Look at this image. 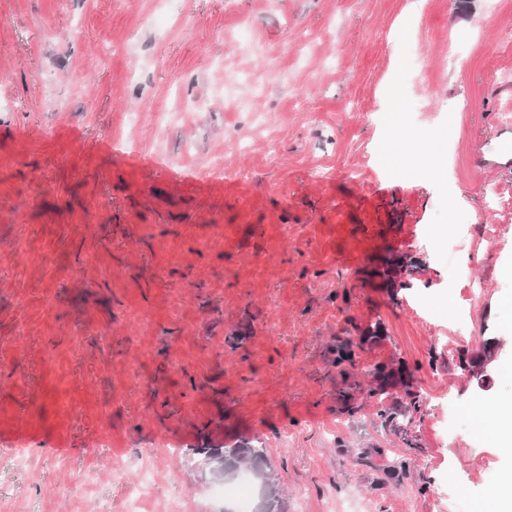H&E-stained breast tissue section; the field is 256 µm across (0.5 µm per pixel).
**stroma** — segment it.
Masks as SVG:
<instances>
[{"label": "stroma", "mask_w": 512, "mask_h": 512, "mask_svg": "<svg viewBox=\"0 0 512 512\" xmlns=\"http://www.w3.org/2000/svg\"><path fill=\"white\" fill-rule=\"evenodd\" d=\"M507 95L512 0H0V436L38 440L0 453V512H226L195 451L243 442L285 512H492L512 167L475 157ZM396 103L451 174L399 168ZM373 224L402 245L338 267ZM373 324L343 402L329 350ZM488 341L479 384L457 355ZM378 364L418 447L380 426ZM372 374L378 381V387L374 389L372 393L379 395L381 397L380 400L393 396V394L389 393L390 390L397 389L399 386L405 388V381L401 368H398L397 371H394L393 369L386 371L385 366L376 365Z\"/></svg>", "instance_id": "35a3bbf8"}]
</instances>
